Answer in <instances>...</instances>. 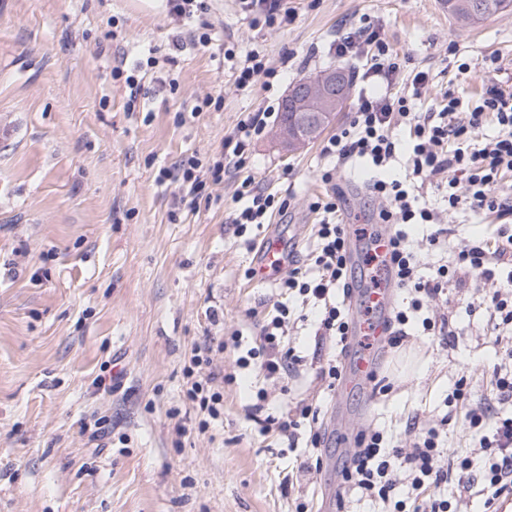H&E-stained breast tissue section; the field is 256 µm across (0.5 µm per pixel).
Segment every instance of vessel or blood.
<instances>
[{
    "instance_id": "obj_1",
    "label": "vessel or blood",
    "mask_w": 512,
    "mask_h": 512,
    "mask_svg": "<svg viewBox=\"0 0 512 512\" xmlns=\"http://www.w3.org/2000/svg\"><path fill=\"white\" fill-rule=\"evenodd\" d=\"M288 248V235L286 231L276 230L266 241L261 259L256 268V278L260 281L268 280L273 271L284 267ZM396 292L394 281L390 274H383L379 288L367 291L362 302L364 307L373 313L371 322H364L362 314L352 316L350 334L354 339H366L367 350L350 352L347 359V371L339 387V394H346L352 388L367 380L379 361V352L386 342L390 314L394 305Z\"/></svg>"
}]
</instances>
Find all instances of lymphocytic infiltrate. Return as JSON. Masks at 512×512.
Here are the masks:
<instances>
[{
  "label": "lymphocytic infiltrate",
  "instance_id": "1",
  "mask_svg": "<svg viewBox=\"0 0 512 512\" xmlns=\"http://www.w3.org/2000/svg\"><path fill=\"white\" fill-rule=\"evenodd\" d=\"M170 15L196 21L189 30L190 43L208 45L211 25L207 19L209 0H167ZM331 48L336 58L364 56L366 63L361 79L367 87L358 95L355 111L345 127L324 141L325 158L343 164L367 162L379 176L368 184L372 198L380 200L379 223L388 225L390 252L395 285L405 292V301L395 305L387 338L389 347L403 345L407 329L418 326L422 335L450 345L454 335L447 318L422 316L430 302L446 295L455 270L463 269L490 281L493 288L489 309L500 325L512 328V197L502 195L500 181L512 172V87L493 82L488 85L483 103L471 112H463L461 100L446 92V104L440 111H410L408 98L393 96L401 67L381 36L378 27L360 20L341 32ZM276 112L275 106L247 113L234 130L225 136L219 158L206 176L196 175L194 168L182 172V184L188 194L199 199L207 183H220L229 169L240 170L246 164V153L254 140L267 129ZM498 127L496 137L480 140L478 132L487 120ZM409 124L413 146L408 157L411 183L381 178L396 155L398 145L393 131L400 121ZM423 182L442 190L449 210L465 207L479 213H493L502 224L495 241L473 238L458 242L451 261L434 267L430 275L420 273L422 256L408 241L407 225L431 224L435 230L426 240L429 249H437L448 237L449 230L436 227L434 210L418 206L414 182ZM243 204L236 209L233 222L238 230L266 223L271 211L286 212L288 198H279L254 187L252 177H245L238 190ZM322 219L314 235L318 250L314 256V277H306L301 267L292 268L283 282L284 288L312 298L319 313L317 333L335 337L337 343L348 340L351 323L348 308L338 302V294H349L354 281L348 260L353 233L349 225L338 219L339 205L335 197L313 202ZM278 314L259 333L260 347L247 349L236 364L239 368H256L263 378L278 382L298 374L304 359L286 347L281 332L290 314L287 303H279ZM214 338H205L191 350L185 369L191 399L197 400L208 417L216 419L224 412V393L216 387L218 378L213 368ZM466 378H459L448 402L462 415L464 429L476 436V447L482 458L472 456L449 459L439 429L423 422L419 414L408 418L411 447L394 445L380 431L367 428L353 437V446L341 470L338 501H381L392 503L393 512H452V504L444 494L449 482L463 487L478 485L484 512H497L501 498L512 496V416H503L488 406L470 402ZM319 421L318 408L300 404L293 412L275 417L265 416V432L296 435L302 427H310L312 447H319L321 435L314 426ZM408 482L409 498L393 500L392 493L400 482Z\"/></svg>",
  "mask_w": 512,
  "mask_h": 512
}]
</instances>
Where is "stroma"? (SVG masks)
<instances>
[{
	"mask_svg": "<svg viewBox=\"0 0 512 512\" xmlns=\"http://www.w3.org/2000/svg\"><path fill=\"white\" fill-rule=\"evenodd\" d=\"M284 6L273 26H254L236 0H213L210 46L172 52L134 94L113 69L168 51L183 22L139 0H0V512H295L336 489L357 430L375 427L404 446L413 412L445 425L449 454L468 451L448 396L464 375L475 404L491 403L502 346L488 314L469 311L490 286L465 271L434 303L453 325L452 345L413 336L384 348L377 375L391 383L387 395L366 387L336 401L315 366L270 388V413L319 407L321 457L307 435L293 448L264 436L261 417L246 413L259 385L231 347L214 356L231 378L224 413L198 428L206 419L187 396L190 350L235 331L252 347L279 290L248 271L274 225L288 227L302 259L316 248L312 201L337 193L354 225L372 223L379 203L365 192V166H337L324 183L320 143L288 150L274 124L251 145L245 172L291 206L262 227L239 234L231 222L240 173L227 172L192 210L162 169L208 162L244 113L284 100L300 78L360 68L329 43L362 17L403 63L395 94L410 96L412 77L427 73L412 111H439L450 88L469 111L491 79L512 84V11L467 24L442 0ZM251 48L277 75L242 92L224 54ZM459 58L471 66L460 77ZM208 95L220 107L196 111ZM316 329L315 319L290 317L289 346L323 361L339 354Z\"/></svg>",
	"mask_w": 512,
	"mask_h": 512,
	"instance_id": "obj_1",
	"label": "stroma"
}]
</instances>
